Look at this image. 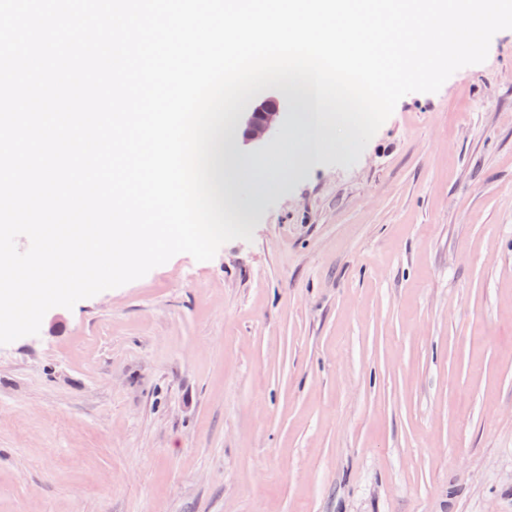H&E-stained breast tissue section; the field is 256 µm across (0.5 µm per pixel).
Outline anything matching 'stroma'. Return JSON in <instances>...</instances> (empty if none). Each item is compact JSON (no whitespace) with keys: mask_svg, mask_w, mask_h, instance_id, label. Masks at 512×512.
Listing matches in <instances>:
<instances>
[{"mask_svg":"<svg viewBox=\"0 0 512 512\" xmlns=\"http://www.w3.org/2000/svg\"><path fill=\"white\" fill-rule=\"evenodd\" d=\"M251 240L0 345V512H512V30Z\"/></svg>","mask_w":512,"mask_h":512,"instance_id":"obj_1","label":"stroma"}]
</instances>
